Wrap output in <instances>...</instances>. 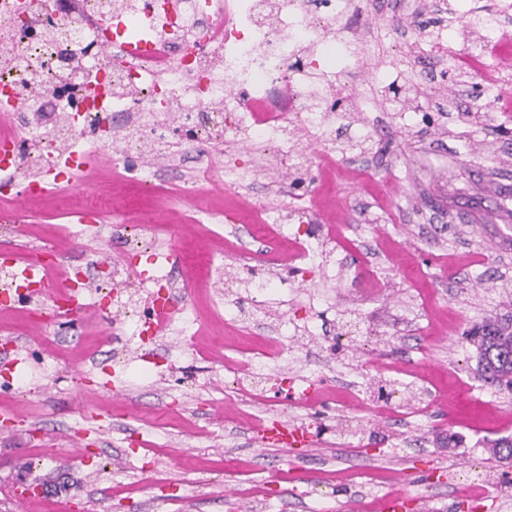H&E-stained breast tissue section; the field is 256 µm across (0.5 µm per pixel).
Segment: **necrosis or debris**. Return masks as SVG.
Returning <instances> with one entry per match:
<instances>
[{
	"instance_id": "1",
	"label": "necrosis or debris",
	"mask_w": 512,
	"mask_h": 512,
	"mask_svg": "<svg viewBox=\"0 0 512 512\" xmlns=\"http://www.w3.org/2000/svg\"><path fill=\"white\" fill-rule=\"evenodd\" d=\"M365 22L360 0H0V97L27 101L0 125V142L11 143L16 169L32 176L53 172L55 156L81 142L111 150L114 176L144 193L156 188L152 159L188 147L259 144L288 166L299 188L310 157L298 145L310 129L324 147L320 167L336 166L325 118H343L354 100L346 77L365 56ZM105 23L108 44L98 34ZM483 31L458 64L496 94L505 74L485 58L500 50L499 20ZM317 75L323 87L313 85ZM95 83L107 87L105 100L90 97ZM74 181L55 175L51 189L34 183L28 196H52L82 213L108 208L110 195L72 193ZM113 231L130 252L150 258L152 273L78 266L63 288L78 289L79 301L92 309L111 294L131 337L158 334L170 322L159 304L143 307L121 293L131 281L162 293L172 287L156 230L143 222ZM0 285L19 308L43 313L46 322L64 313L25 291L14 261L0 262Z\"/></svg>"
}]
</instances>
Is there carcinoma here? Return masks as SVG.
Returning a JSON list of instances; mask_svg holds the SVG:
<instances>
[{"mask_svg": "<svg viewBox=\"0 0 512 512\" xmlns=\"http://www.w3.org/2000/svg\"><path fill=\"white\" fill-rule=\"evenodd\" d=\"M478 366L492 386L512 389V322L486 317L471 329Z\"/></svg>", "mask_w": 512, "mask_h": 512, "instance_id": "1", "label": "carcinoma"}]
</instances>
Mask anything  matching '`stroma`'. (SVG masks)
Returning <instances> with one entry per match:
<instances>
[{"label": "stroma", "instance_id": "obj_1", "mask_svg": "<svg viewBox=\"0 0 512 512\" xmlns=\"http://www.w3.org/2000/svg\"><path fill=\"white\" fill-rule=\"evenodd\" d=\"M501 2L371 0L366 65L396 61L407 84L398 101L359 79L361 108L336 124L347 150L335 175L313 170L304 186L312 222L332 236L328 260L305 268L307 289L290 279L288 244L206 215L219 201L287 207L288 170L260 150L214 153L249 167L238 195L204 186L185 199L181 181L196 172L188 156L156 173L161 194L116 198L102 228L80 230L49 198L27 204L10 241L23 260L56 245L69 265L104 259L142 270L145 256L107 226L158 224L161 249L183 255L176 275L200 319L191 333L131 342L108 314L40 328L0 302V340L19 347L22 387L0 388V408L18 416L0 432V512H16L11 487L34 479L49 492L28 512H252L233 492L242 482L262 489L267 512H372L374 494L390 491L403 492L409 512H512L502 490L490 505L448 484L452 474L478 485L482 473L512 470L491 452L512 437V392L484 381L466 338L484 316L512 315V86L491 100L448 54H417L421 38L461 53L479 41L465 13L499 12L512 37V9ZM246 253L270 279L258 321L222 311L244 294L234 279ZM292 324L306 331L293 343L298 363L271 359L268 400L238 392L224 359H253L255 341L281 344ZM290 378L293 398L281 386ZM354 383L371 393L409 385L417 397L404 414L375 412L350 399ZM343 415L369 433L341 434ZM274 419L309 428L311 449L262 443L259 430Z\"/></svg>", "mask_w": 512, "mask_h": 512}]
</instances>
